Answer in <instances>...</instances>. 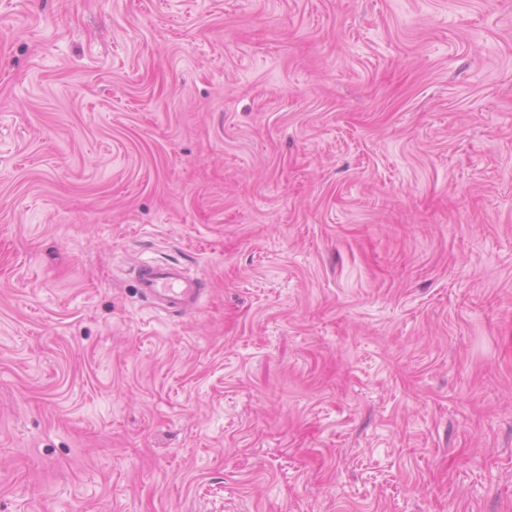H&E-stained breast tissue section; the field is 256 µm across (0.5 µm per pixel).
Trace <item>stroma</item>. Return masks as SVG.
<instances>
[{
    "label": "stroma",
    "instance_id": "stroma-1",
    "mask_svg": "<svg viewBox=\"0 0 512 512\" xmlns=\"http://www.w3.org/2000/svg\"><path fill=\"white\" fill-rule=\"evenodd\" d=\"M0 512H512V0H0ZM140 295L157 311L187 315L199 311L206 295L204 281L177 264L142 261L132 269Z\"/></svg>",
    "mask_w": 512,
    "mask_h": 512
}]
</instances>
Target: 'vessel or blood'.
<instances>
[{
	"mask_svg": "<svg viewBox=\"0 0 512 512\" xmlns=\"http://www.w3.org/2000/svg\"><path fill=\"white\" fill-rule=\"evenodd\" d=\"M141 296L157 311L187 315L201 309L206 288L201 277L178 265L143 261L132 269Z\"/></svg>",
	"mask_w": 512,
	"mask_h": 512,
	"instance_id": "b4317fda",
	"label": "vessel or blood"
}]
</instances>
